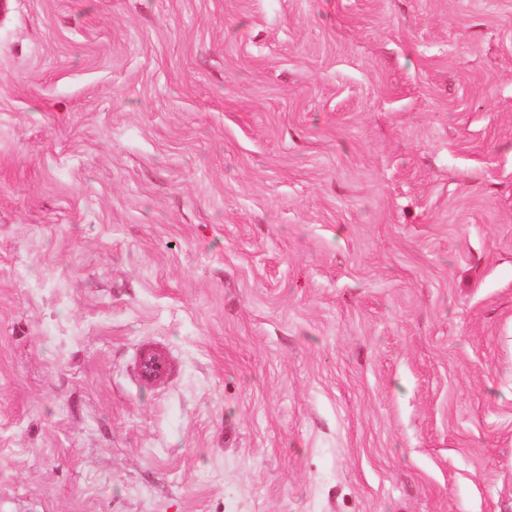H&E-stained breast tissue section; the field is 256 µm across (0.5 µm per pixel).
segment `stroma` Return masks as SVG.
Wrapping results in <instances>:
<instances>
[{"label":"stroma","mask_w":512,"mask_h":512,"mask_svg":"<svg viewBox=\"0 0 512 512\" xmlns=\"http://www.w3.org/2000/svg\"><path fill=\"white\" fill-rule=\"evenodd\" d=\"M0 512H512V0H9ZM132 370L140 385L162 388L172 379L175 364L167 348L148 342L140 345L136 350Z\"/></svg>","instance_id":"obj_1"}]
</instances>
